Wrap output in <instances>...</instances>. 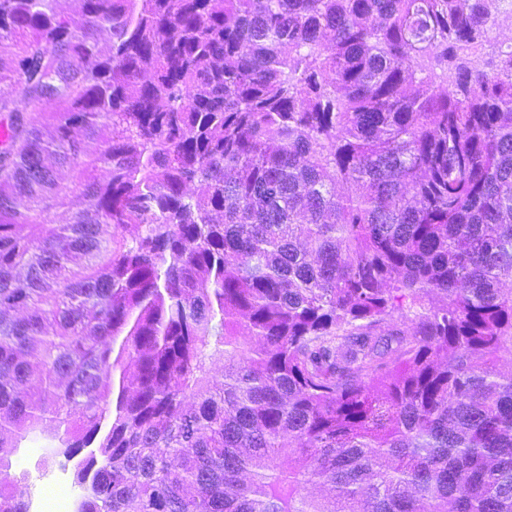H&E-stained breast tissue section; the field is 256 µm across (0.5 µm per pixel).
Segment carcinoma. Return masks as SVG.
Listing matches in <instances>:
<instances>
[{"mask_svg":"<svg viewBox=\"0 0 512 512\" xmlns=\"http://www.w3.org/2000/svg\"><path fill=\"white\" fill-rule=\"evenodd\" d=\"M77 2L0 0V512L39 433L76 512H512L496 0Z\"/></svg>","mask_w":512,"mask_h":512,"instance_id":"carcinoma-1","label":"carcinoma"}]
</instances>
